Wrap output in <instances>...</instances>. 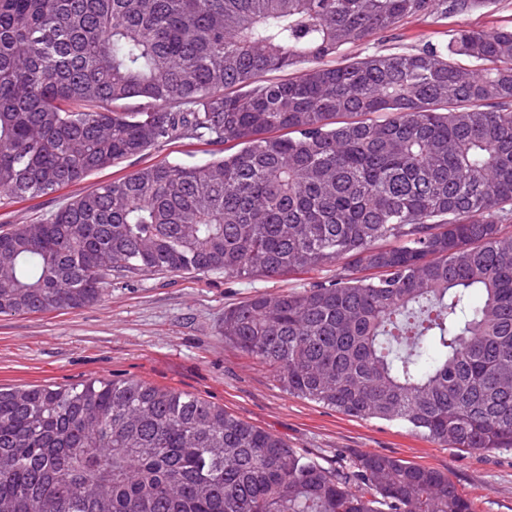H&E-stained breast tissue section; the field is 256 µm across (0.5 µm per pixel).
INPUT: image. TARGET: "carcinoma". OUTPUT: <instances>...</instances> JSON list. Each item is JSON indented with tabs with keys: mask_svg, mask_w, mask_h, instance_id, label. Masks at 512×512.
Listing matches in <instances>:
<instances>
[{
	"mask_svg": "<svg viewBox=\"0 0 512 512\" xmlns=\"http://www.w3.org/2000/svg\"><path fill=\"white\" fill-rule=\"evenodd\" d=\"M490 4L0 0L1 198L174 139L211 147L1 232L0 314L90 306L114 272L344 259L332 280L225 311L224 342L340 413L512 449V28L330 62L406 18ZM0 512L474 510L440 470L384 454L326 467L129 378L0 387Z\"/></svg>",
	"mask_w": 512,
	"mask_h": 512,
	"instance_id": "carcinoma-1",
	"label": "carcinoma"
}]
</instances>
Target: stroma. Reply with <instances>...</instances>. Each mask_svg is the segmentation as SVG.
<instances>
[{
    "instance_id": "1",
    "label": "stroma",
    "mask_w": 512,
    "mask_h": 512,
    "mask_svg": "<svg viewBox=\"0 0 512 512\" xmlns=\"http://www.w3.org/2000/svg\"><path fill=\"white\" fill-rule=\"evenodd\" d=\"M512 26V0L449 19L412 17L397 39L381 35L346 47L344 56L446 43L451 28ZM203 145L174 140L138 159L92 173L55 193L0 204V231L34 222L92 189L165 161L204 159ZM335 265L265 277L116 273L94 305L37 315H0V386H68L94 379L137 378L224 406L319 463L337 467L357 454H386L448 474L476 512H512V450L468 451L442 445L406 425L348 416L293 396L268 366L222 335L224 312L259 294L298 292L335 278Z\"/></svg>"
}]
</instances>
